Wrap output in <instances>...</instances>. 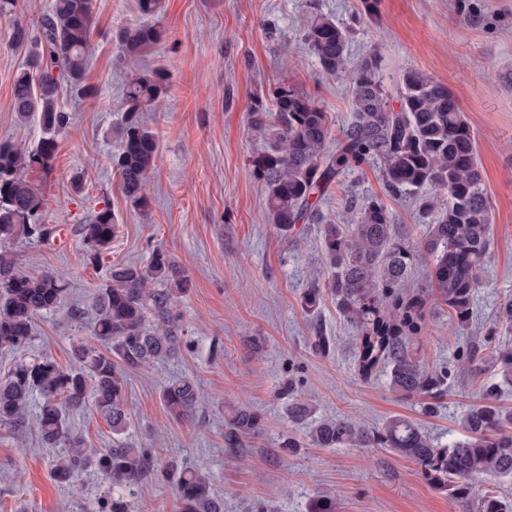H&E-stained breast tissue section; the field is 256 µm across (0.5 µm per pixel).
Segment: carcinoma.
<instances>
[{"label":"carcinoma","instance_id":"1","mask_svg":"<svg viewBox=\"0 0 512 512\" xmlns=\"http://www.w3.org/2000/svg\"><path fill=\"white\" fill-rule=\"evenodd\" d=\"M379 4L358 0L359 18L378 21ZM138 10L143 22L118 36L120 53L127 58L149 55L166 36L159 22L162 0H138ZM93 24V0H52L36 21V33L21 23L13 30V42L27 51L13 81V110L24 125L36 120L41 137L34 148L0 141V350L16 356L0 379V429L21 426L37 395L38 437L42 445L61 449L51 468L57 484L66 485L90 468L117 492L149 477L170 475L179 512H224V499L214 493L208 476L189 466L164 467L151 450L130 447L121 438L131 419L128 374L174 355L184 343L176 308L190 279L167 251L152 249L142 266H109L91 325L105 351L80 345L74 350L77 366L69 369L50 356L28 353L35 318L59 310L68 289L61 276L51 271L35 275L18 262V247L47 244L55 233L53 225L42 222L48 198L29 173L51 168L57 137L70 124L62 93L96 96L86 84ZM300 36L324 74L353 73L351 121L342 144L329 150L328 113L294 86L278 84L273 108L259 100L251 106L252 128L265 143L252 162L253 177L264 187L268 217L281 236L298 224L319 226L329 276L303 292L302 309L314 313L325 291L336 297L357 329L359 373L368 377L383 366L396 392L431 397L448 383V372L425 369L410 346L428 335L433 301L448 306L449 332L471 326L480 277L493 259L492 210L474 134L447 87L403 69L388 89L378 53L353 61L350 30L317 8L302 20ZM392 91L396 107L389 102ZM167 92L161 68L127 73L117 105L120 117L112 127L118 151L111 163L120 192L144 213L159 146L143 114ZM365 166L379 168L386 191L416 194L419 210L431 218L421 239L431 263L418 288L411 283L416 251L382 202L371 198L355 204L352 224H331L319 208L317 197L339 185L346 172ZM117 231V215L108 205L79 225L81 261L97 263ZM492 366L499 383L482 388L479 402L463 415L462 439L438 445L401 418L386 421L377 431L348 419L322 418L310 437L321 448H386L412 459L460 500L463 512H512V497L498 487L469 505L473 486L484 478L512 480V413L497 404L501 387L512 386V345L495 348ZM160 399L172 417L185 419L196 415L201 395L196 381L182 376L161 385ZM88 402L111 427L112 447L93 452L71 428V416ZM264 429L251 407L240 406L224 426V445L239 448L245 437Z\"/></svg>","mask_w":512,"mask_h":512}]
</instances>
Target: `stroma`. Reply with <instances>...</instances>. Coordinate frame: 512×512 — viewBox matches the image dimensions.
<instances>
[{
    "label": "stroma",
    "mask_w": 512,
    "mask_h": 512,
    "mask_svg": "<svg viewBox=\"0 0 512 512\" xmlns=\"http://www.w3.org/2000/svg\"><path fill=\"white\" fill-rule=\"evenodd\" d=\"M51 0H19L15 16L0 19V140L35 146L36 123L20 127L12 109L13 80L24 64L12 43L15 23L45 12ZM92 57L86 81L92 98L64 96L72 124L58 139L49 172H32L53 202L44 221L61 227L48 245H24L18 260L27 270H50L68 283L66 307L35 320L31 352L52 356L63 367L74 349L93 344L89 323L71 321L66 308L91 307L107 268L145 263L151 249L166 250L186 271L191 288L181 300L188 345L171 358L130 375L131 425L126 442L152 449L160 463H184L214 477L224 512H312L315 500L335 502L336 512H462L448 490L437 487L414 462L382 448H321L305 426L288 420L281 380L299 381L298 397L316 417L348 418L369 428L404 418L431 439L448 443L462 435L461 417L478 396L479 383L464 358L470 350L489 356L512 344L497 323L504 295L512 293V0H380V21H357L356 0H165L161 24L167 39L142 66L168 74L164 105L147 113L157 132L160 158L148 185L149 208L140 213L118 189L109 136L119 117L124 77L135 64L122 56L117 32L139 22L137 0H94ZM318 8L350 30L349 50L359 58L377 51L384 79L403 69L420 71L448 87L474 134L493 215V260L481 276L473 311L478 331L448 332V309L432 305L434 327L416 352L425 368H450L439 400L405 398L391 391L385 371L361 377L353 348L355 330L336 301L325 297L305 314L301 296L325 281L316 225H297L282 237L270 223L265 192L251 176L250 159L262 143L250 125L255 99L271 100L287 83L315 97L329 114L332 141L350 119L351 77L328 76L299 36L302 19ZM89 178L74 191V173ZM319 206L328 221L347 224L345 194L364 200L383 193L375 169L341 178ZM119 220L118 233L99 265L80 263L78 224L103 206ZM334 342L315 351L314 336ZM188 375L200 388L202 407L175 420L159 396L162 381ZM246 404L264 418L262 434L243 447L224 446V422ZM295 437L297 449L282 448ZM54 449L43 447L32 424L0 431V512H101L108 486L96 471L67 486L50 475ZM133 512H174L172 483L146 479L135 485Z\"/></svg>",
    "instance_id": "stroma-1"
}]
</instances>
